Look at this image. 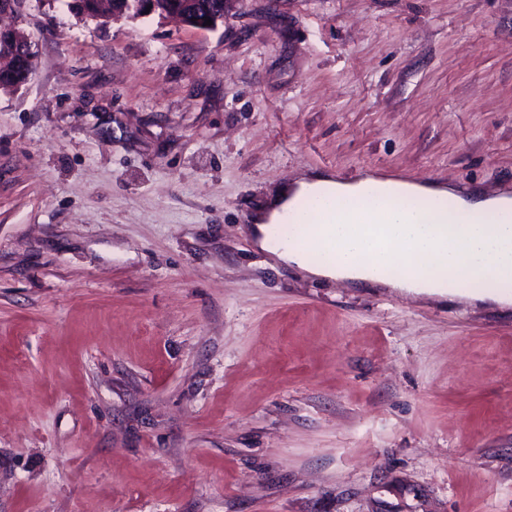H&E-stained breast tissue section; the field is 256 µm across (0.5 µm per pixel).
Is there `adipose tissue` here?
<instances>
[{"mask_svg":"<svg viewBox=\"0 0 512 512\" xmlns=\"http://www.w3.org/2000/svg\"><path fill=\"white\" fill-rule=\"evenodd\" d=\"M392 181L342 184L330 178L299 177L280 187L257 216V247L307 274L382 285L409 292H433L475 281H512V223L495 221L512 210V199L417 186L397 200ZM451 200L455 216L422 224L416 203ZM316 205L300 223L296 238L270 242L271 225L281 223L299 204Z\"/></svg>","mask_w":512,"mask_h":512,"instance_id":"1","label":"adipose tissue"}]
</instances>
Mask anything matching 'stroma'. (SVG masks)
Wrapping results in <instances>:
<instances>
[{"label": "stroma", "instance_id": "stroma-1", "mask_svg": "<svg viewBox=\"0 0 512 512\" xmlns=\"http://www.w3.org/2000/svg\"><path fill=\"white\" fill-rule=\"evenodd\" d=\"M0 88V512H512V287L315 278L241 218L385 168L512 193V0H22ZM125 5L121 3L122 1H114L110 0L109 9L107 10L112 14V21L120 18L127 19H139L148 17L151 15H156L158 12V7L162 10H169V12H164L163 15L173 16L179 18L187 27L195 28V29H211L216 26L218 21H222L224 19V13L222 16L216 15L214 18H211L212 25H203L200 23L198 19L196 21H192V18H196L195 15H192L189 11H174V9H178L181 5L187 3L185 0H124ZM115 9H113V6ZM158 4V6H157ZM147 6H150L149 13H146ZM123 7V8H122ZM122 8V9H121ZM121 9V10H116ZM108 14L107 16H110ZM21 29L19 26H0V35H11L0 36V58H10L6 65L0 66V85L8 86L17 83H27L35 74L36 59L29 60L24 56L25 53L20 54V51L26 50L31 55L37 56L34 42H31L29 39L24 40L21 42V49L19 50L12 37Z\"/></svg>", "mask_w": 512, "mask_h": 512}]
</instances>
